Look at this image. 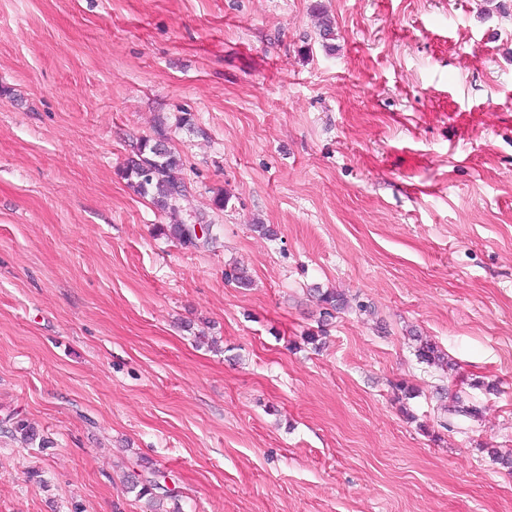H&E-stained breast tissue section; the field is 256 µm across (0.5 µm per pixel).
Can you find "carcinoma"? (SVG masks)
<instances>
[{
	"instance_id": "1",
	"label": "carcinoma",
	"mask_w": 512,
	"mask_h": 512,
	"mask_svg": "<svg viewBox=\"0 0 512 512\" xmlns=\"http://www.w3.org/2000/svg\"><path fill=\"white\" fill-rule=\"evenodd\" d=\"M183 166L181 156L166 147V152L160 155L155 150V140L145 138L137 147L135 157L127 162V177L133 180L139 194L151 198L153 204L160 210L174 214L180 208V202L186 196L184 182L178 180L174 173ZM318 299L327 311H337L344 308L346 300L343 295L325 291L318 293ZM415 355L419 362L428 366H436L443 370L449 368L448 354L434 341L422 336H415ZM452 406L440 404V410L445 414L477 417L479 410L476 405L469 403L464 397V391L458 390L451 394ZM159 471L153 469L150 475L140 476L130 474L127 479V489L136 493V497L145 500L148 512H178L164 508L168 500L176 499L169 491L161 490L157 481Z\"/></svg>"
}]
</instances>
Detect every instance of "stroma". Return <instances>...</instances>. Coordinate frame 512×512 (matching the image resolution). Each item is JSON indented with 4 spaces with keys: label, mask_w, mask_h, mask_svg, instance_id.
<instances>
[{
    "label": "stroma",
    "mask_w": 512,
    "mask_h": 512,
    "mask_svg": "<svg viewBox=\"0 0 512 512\" xmlns=\"http://www.w3.org/2000/svg\"><path fill=\"white\" fill-rule=\"evenodd\" d=\"M160 130L175 217L124 173ZM176 218L216 241L184 248ZM463 378L480 415L448 431ZM492 448L512 0H0V512H143L144 458L180 512H512ZM416 343L415 355L420 363L440 367L442 370L452 369L448 364V355L431 339L414 336Z\"/></svg>",
    "instance_id": "35a3bbf8"
}]
</instances>
